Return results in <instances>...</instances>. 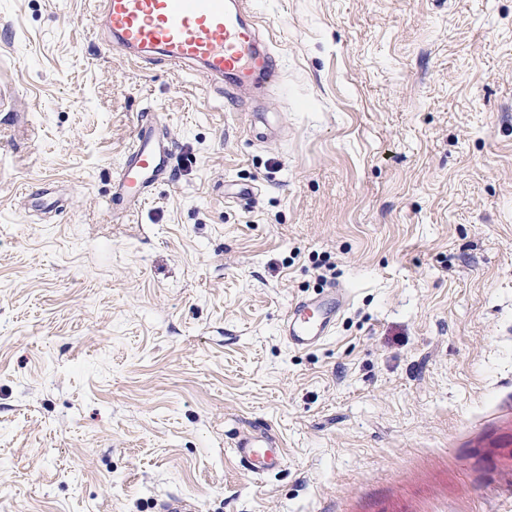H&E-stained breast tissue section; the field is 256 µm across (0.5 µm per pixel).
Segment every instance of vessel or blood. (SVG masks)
I'll list each match as a JSON object with an SVG mask.
<instances>
[{"instance_id":"vessel-or-blood-1","label":"vessel or blood","mask_w":512,"mask_h":512,"mask_svg":"<svg viewBox=\"0 0 512 512\" xmlns=\"http://www.w3.org/2000/svg\"><path fill=\"white\" fill-rule=\"evenodd\" d=\"M104 25L113 48L133 55L156 51L176 69L201 67L235 96L278 73L275 52L229 0H104ZM171 155L157 121L143 117L116 178L126 210L135 209L166 173ZM342 300V293L331 291L291 306L283 320L288 343L307 348L323 341ZM235 448L239 461L256 474L282 462L277 443L263 434L238 436Z\"/></svg>"}]
</instances>
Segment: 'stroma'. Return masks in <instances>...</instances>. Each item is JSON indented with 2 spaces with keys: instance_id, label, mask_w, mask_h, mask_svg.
Instances as JSON below:
<instances>
[{
  "instance_id": "35a3bbf8",
  "label": "stroma",
  "mask_w": 512,
  "mask_h": 512,
  "mask_svg": "<svg viewBox=\"0 0 512 512\" xmlns=\"http://www.w3.org/2000/svg\"><path fill=\"white\" fill-rule=\"evenodd\" d=\"M244 2L260 103L0 0V512H512V0ZM171 155V144L157 121L148 115L143 117L116 178L117 198L126 210L135 209L147 189L167 172ZM342 300V293L331 289L327 294L291 306L283 320L288 343L295 348H307L323 341L333 330ZM235 448L239 461L256 474L275 468L282 462L281 448L267 435H240L235 441Z\"/></svg>"
}]
</instances>
